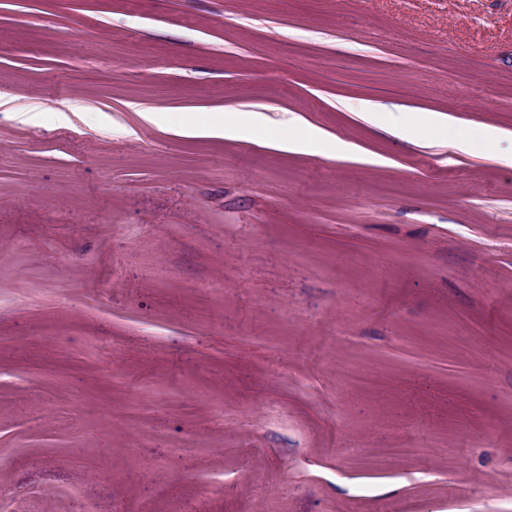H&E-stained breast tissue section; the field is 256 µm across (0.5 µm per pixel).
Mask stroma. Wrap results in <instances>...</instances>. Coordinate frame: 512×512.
Here are the masks:
<instances>
[{
    "label": "stroma",
    "instance_id": "obj_1",
    "mask_svg": "<svg viewBox=\"0 0 512 512\" xmlns=\"http://www.w3.org/2000/svg\"><path fill=\"white\" fill-rule=\"evenodd\" d=\"M175 499L512 512V0H0V512ZM262 125L259 113L245 114V118H238L236 122L226 121V115L218 117L207 125H200L191 114H182L177 123L178 132L185 135H215L232 137L245 124ZM284 138H280V146L292 152H308L323 140L321 130L311 126L301 119H296L293 125L288 126Z\"/></svg>",
    "mask_w": 512,
    "mask_h": 512
}]
</instances>
